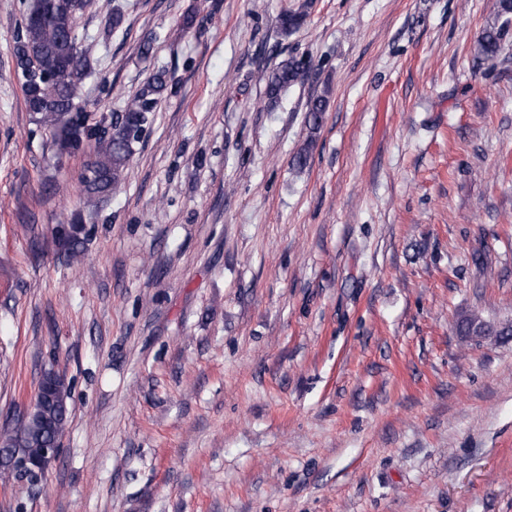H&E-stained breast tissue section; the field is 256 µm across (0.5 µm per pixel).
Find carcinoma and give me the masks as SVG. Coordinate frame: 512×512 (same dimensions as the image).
Listing matches in <instances>:
<instances>
[{"label": "carcinoma", "instance_id": "cac0c4a2", "mask_svg": "<svg viewBox=\"0 0 512 512\" xmlns=\"http://www.w3.org/2000/svg\"><path fill=\"white\" fill-rule=\"evenodd\" d=\"M81 14L79 0H27L15 35L14 57L22 81L24 104L37 124L48 130L57 160L86 155L79 176L87 198L116 191L160 96L169 89L164 71L153 74L140 93L120 113L92 117L80 100V88L93 73L92 45L79 38L72 18ZM306 13L286 10L279 17L281 34L288 37L304 25ZM512 22V0H497V11L482 29L474 46L476 57L493 60ZM309 67L303 57L290 56L268 77L266 96L276 100L285 89L301 81ZM329 104V91L309 101L308 124L316 131ZM42 386L56 392L53 401L41 399L24 422L0 435V475L14 458L35 455L51 447L63 434L70 414V392L53 371L44 372Z\"/></svg>", "mask_w": 512, "mask_h": 512}]
</instances>
